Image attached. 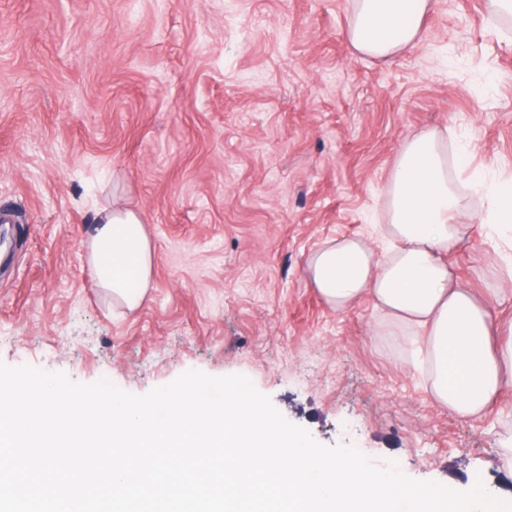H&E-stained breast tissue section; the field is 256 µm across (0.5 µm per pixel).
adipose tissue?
Listing matches in <instances>:
<instances>
[{"label": "adipose tissue", "mask_w": 512, "mask_h": 512, "mask_svg": "<svg viewBox=\"0 0 512 512\" xmlns=\"http://www.w3.org/2000/svg\"><path fill=\"white\" fill-rule=\"evenodd\" d=\"M434 0H352L348 37L362 54L386 58L414 45ZM485 224L512 230V182L485 186ZM459 191L449 176L448 136L429 129L406 138L396 156L386 203L395 248L379 253L365 240L326 241L307 262L324 302L342 311L370 301L373 335L394 336L406 362L426 376L443 408L469 419L483 414L512 384V321L492 319L488 298L460 283L448 263L464 227ZM86 262L113 308L138 309L153 275V249L139 212L99 208L83 242Z\"/></svg>", "instance_id": "1"}]
</instances>
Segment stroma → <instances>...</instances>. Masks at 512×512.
<instances>
[{
    "mask_svg": "<svg viewBox=\"0 0 512 512\" xmlns=\"http://www.w3.org/2000/svg\"><path fill=\"white\" fill-rule=\"evenodd\" d=\"M350 0H0V362L144 395L240 374L321 445L512 501L499 439L440 407L369 301L339 312L305 275L325 241L377 232L407 137L446 128L512 179V33L491 0H435L388 60L353 52ZM448 263L512 318V246L464 194ZM137 210L154 276L134 312L96 288V209Z\"/></svg>",
    "mask_w": 512,
    "mask_h": 512,
    "instance_id": "stroma-1",
    "label": "stroma"
}]
</instances>
